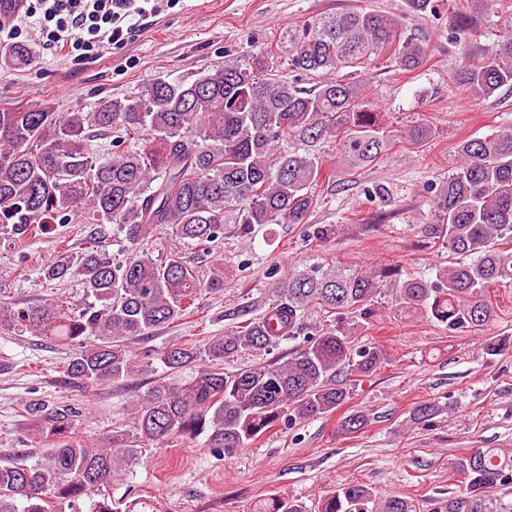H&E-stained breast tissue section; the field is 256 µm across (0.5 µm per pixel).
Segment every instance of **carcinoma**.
Instances as JSON below:
<instances>
[{
    "label": "carcinoma",
    "instance_id": "cac0c4a2",
    "mask_svg": "<svg viewBox=\"0 0 512 512\" xmlns=\"http://www.w3.org/2000/svg\"><path fill=\"white\" fill-rule=\"evenodd\" d=\"M442 0H406L416 15H435ZM459 67L453 79L475 98L512 86V22L501 40L476 59L466 44L469 17L451 22ZM425 41L406 33L399 17L374 9L320 16L281 33L276 44L245 51L241 62L192 79L157 77L137 95L112 97L65 116L39 104L0 112V232L19 241L89 217L98 225L77 252H58L41 268L48 283L77 274L92 301L75 312L57 302L0 308V325L45 337L68 350L64 382L78 391L126 382L153 368L192 370L178 382L153 381L131 408L128 429L89 447L73 437L76 411L28 413L47 423L45 447L25 458H0V512H114L100 496L142 450L172 438H205L217 455L232 456L270 430L335 412L350 391L339 376L376 370L381 354L354 347L348 315L366 318L388 293L395 310L423 314L452 330L478 329L493 317L490 286L512 287V124L457 145L460 164L430 200V235L463 258L431 281L409 276L395 288V270L351 271L331 265L294 270L275 283L276 299L259 317L213 336L200 348L171 343L144 361L131 343L184 317L201 289L224 291V269L206 281L181 251L155 259L152 245L173 230L206 255L235 224L248 237L269 224H305L318 204L321 149L342 140L344 155L366 167L393 144L385 115L363 93L364 68L386 58L413 72L427 61ZM29 61L24 45L0 47V65ZM319 77L310 88L291 74ZM110 136L111 154L98 159L91 132ZM432 128L404 132L419 145ZM112 225L107 232L105 225ZM118 242L126 257L109 253ZM337 314L319 335L308 331L310 310ZM288 359L236 371L224 360L261 352L299 336ZM366 418L344 417L353 434ZM469 483L448 512H502L491 490L512 484V461L493 448H474L460 464ZM258 512H305L275 493ZM315 512H413L399 496L380 499L359 484H342Z\"/></svg>",
    "mask_w": 512,
    "mask_h": 512
}]
</instances>
